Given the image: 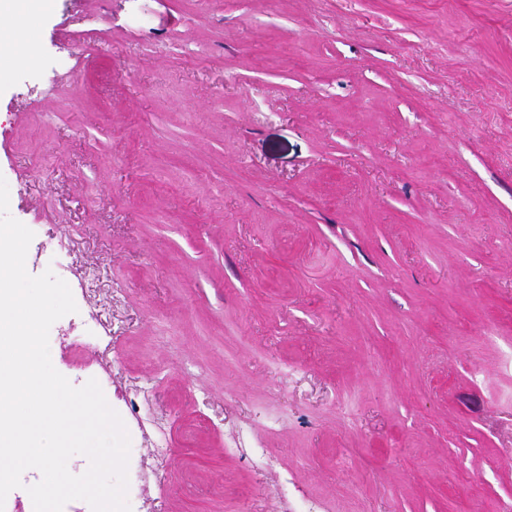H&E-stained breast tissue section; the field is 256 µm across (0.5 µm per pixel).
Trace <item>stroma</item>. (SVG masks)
<instances>
[{"instance_id":"obj_1","label":"stroma","mask_w":512,"mask_h":512,"mask_svg":"<svg viewBox=\"0 0 512 512\" xmlns=\"http://www.w3.org/2000/svg\"><path fill=\"white\" fill-rule=\"evenodd\" d=\"M30 17L0 176L54 367L173 447L132 512L512 507V0Z\"/></svg>"}]
</instances>
